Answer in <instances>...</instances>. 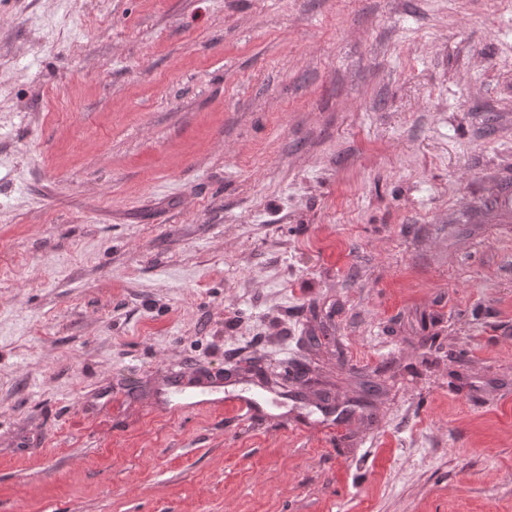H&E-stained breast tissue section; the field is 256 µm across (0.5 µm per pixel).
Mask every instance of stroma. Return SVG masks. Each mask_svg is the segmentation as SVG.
I'll return each instance as SVG.
<instances>
[{
	"label": "stroma",
	"mask_w": 512,
	"mask_h": 512,
	"mask_svg": "<svg viewBox=\"0 0 512 512\" xmlns=\"http://www.w3.org/2000/svg\"><path fill=\"white\" fill-rule=\"evenodd\" d=\"M0 512H512V0H0Z\"/></svg>",
	"instance_id": "1"
}]
</instances>
